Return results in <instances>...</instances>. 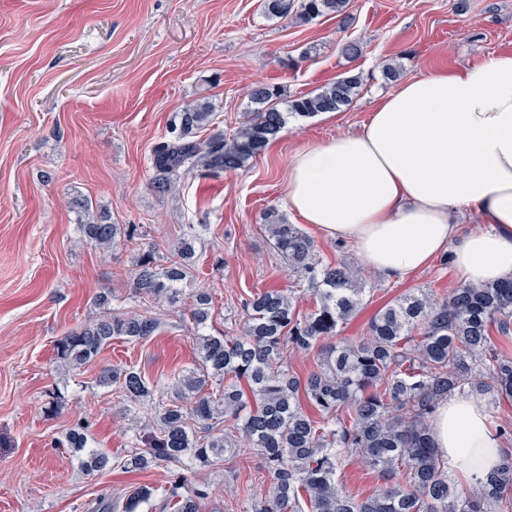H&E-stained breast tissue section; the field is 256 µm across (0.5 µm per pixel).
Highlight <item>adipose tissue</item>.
Here are the masks:
<instances>
[{"mask_svg": "<svg viewBox=\"0 0 512 512\" xmlns=\"http://www.w3.org/2000/svg\"><path fill=\"white\" fill-rule=\"evenodd\" d=\"M285 202L302 223L349 242L401 279L449 253L466 284L512 278V52L403 83L356 132L293 157ZM468 212L482 226L462 233ZM449 471L484 477L499 440L482 400L449 396L431 419Z\"/></svg>", "mask_w": 512, "mask_h": 512, "instance_id": "1", "label": "adipose tissue"}]
</instances>
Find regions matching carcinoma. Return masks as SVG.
I'll list each match as a JSON object with an SVG mask.
<instances>
[{
    "mask_svg": "<svg viewBox=\"0 0 512 512\" xmlns=\"http://www.w3.org/2000/svg\"><path fill=\"white\" fill-rule=\"evenodd\" d=\"M348 0H263V12L308 23L340 14ZM359 84L344 75L316 92L290 99L275 85L257 82L250 107L230 136L216 127L207 101L184 104L176 135L152 148L151 187L167 192L187 174L235 171L263 152L286 124V114L310 118L349 105ZM82 240L102 251L136 226L100 223L92 202L76 199ZM273 248L288 263L299 289H263L244 303L242 334H199L198 360L171 385L175 401L155 397L156 389L133 367H113L99 379L114 385L134 412L150 407L158 433L140 447L136 441L122 461L127 472H143L161 462L174 479L161 491L135 487L110 501L115 512H136L151 502L154 512H201L206 487L186 488L187 465L207 467L237 442L263 460L265 492L247 512H512V449H500L493 473L469 490L448 480V468L432 447L429 421L438 404L455 392H479L491 401H512V281L459 284L438 298L409 294L386 307L368 324L366 335L338 341L340 326L363 303L367 282L362 269L322 264L313 239L275 211L265 216ZM194 264L184 241L166 264L151 258L137 264L135 297L145 308L117 312L98 299L99 314L55 341L58 361L76 370L121 338L130 344L154 335L159 319L146 300L175 305L180 284ZM316 307L302 315L300 293ZM212 297L193 294L196 328L211 318ZM316 357V368L301 378L285 354ZM85 423H75L62 446L86 451L88 472L111 465L110 456L89 447ZM353 460L377 473V493L357 498L341 479Z\"/></svg>",
    "mask_w": 512,
    "mask_h": 512,
    "instance_id": "obj_1",
    "label": "carcinoma"
}]
</instances>
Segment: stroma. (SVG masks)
I'll use <instances>...</instances> for the list:
<instances>
[{"label":"stroma","instance_id":"35a3bbf8","mask_svg":"<svg viewBox=\"0 0 512 512\" xmlns=\"http://www.w3.org/2000/svg\"><path fill=\"white\" fill-rule=\"evenodd\" d=\"M350 41L361 47L353 60L341 53ZM501 52H512V0H349L345 15L304 25L265 16L259 0H0V512H104L112 494L172 479L163 465L124 472L131 440L149 428L130 424L117 391L97 380L115 365L152 383L193 366L188 305H156L154 336L113 340L81 369L62 366L54 351L55 340L95 316L97 295L115 309L134 307V273L151 243L171 248L194 232L197 261L184 293L208 289L209 332L238 334L254 292L296 282L262 220L273 208L296 221L284 200L293 155L359 130L397 88L385 65H399L407 81ZM347 72L361 84L343 111L289 118L241 170L188 175L166 194L152 189L151 150L183 104L209 100L230 134L252 83L293 96ZM78 197L138 235L107 252L81 243L69 207ZM365 275L372 289L343 328L348 339L403 294L442 297L459 283L439 257L403 280ZM55 391L64 402L52 413ZM79 421L112 468L84 472L78 453L56 447ZM201 483L209 489L202 512H246L265 491L249 448L188 473V486Z\"/></svg>","mask_w":512,"mask_h":512}]
</instances>
